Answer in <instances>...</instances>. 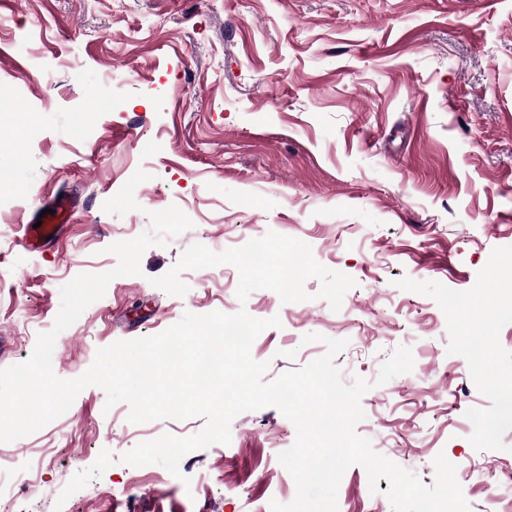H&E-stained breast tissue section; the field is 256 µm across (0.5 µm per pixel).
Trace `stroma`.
Here are the masks:
<instances>
[{"label":"stroma","instance_id":"35a3bbf8","mask_svg":"<svg viewBox=\"0 0 512 512\" xmlns=\"http://www.w3.org/2000/svg\"><path fill=\"white\" fill-rule=\"evenodd\" d=\"M0 88L23 90L20 115L0 117V369L27 360L52 328L61 288L117 264L106 248L151 228L149 212L177 206L190 229L148 248L141 272L59 335L62 379L99 349L159 334L185 313L247 311L281 325L253 342L264 381L346 341L335 360L362 398L359 436L423 485L444 452L476 512L486 486L512 470V430L486 445L472 416L494 421L497 398L472 378L469 342L500 384L512 381V0H7L0 5ZM148 173L136 210L104 212L136 172ZM73 198L55 245L20 244L50 199ZM308 244L315 259L355 281L332 311L316 296L281 303L269 289L239 301L229 264L182 272L184 296L152 285L200 236ZM457 292L456 311L448 309ZM320 339L304 343L305 335ZM411 373L377 384L398 346ZM84 389L38 432L5 443L35 483L11 491L13 512H245L290 503L296 485L278 458V409L238 415L231 442L185 455L178 474L121 462L137 444L201 431L202 418L128 420ZM139 486H130L133 475ZM349 467L338 512H392L387 479L371 493Z\"/></svg>","mask_w":512,"mask_h":512}]
</instances>
